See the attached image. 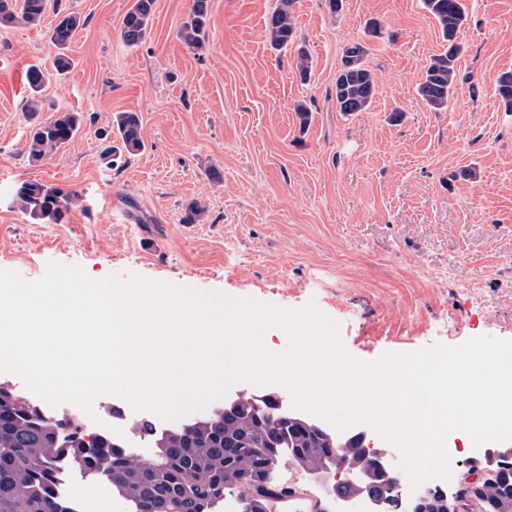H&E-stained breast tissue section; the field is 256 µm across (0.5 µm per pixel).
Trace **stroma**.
I'll return each mask as SVG.
<instances>
[{
	"label": "stroma",
	"mask_w": 512,
	"mask_h": 512,
	"mask_svg": "<svg viewBox=\"0 0 512 512\" xmlns=\"http://www.w3.org/2000/svg\"><path fill=\"white\" fill-rule=\"evenodd\" d=\"M59 2L82 20L64 80L53 14L0 26V269L33 281L53 261L94 279L137 275L287 310L312 303L364 362L512 340V112L496 92L512 69V0H465L457 82L440 112L417 93L447 47L423 0H344L336 15L325 0H293L294 40L281 51L267 32L277 0H208L199 50L179 36L193 0H155L136 47L119 33L131 0ZM372 20L378 33L366 30ZM354 41L368 48L376 86L367 110L346 114L334 82ZM300 47L313 62L305 83ZM33 65L47 76L36 118L83 117L68 147L35 164L23 109ZM126 111L139 114L145 148L109 167L97 133ZM25 181L74 191L76 203L60 223H37L13 204ZM194 200L205 211L184 223ZM111 403L88 431L172 427ZM61 489L78 512H130L110 484L68 465Z\"/></svg>",
	"instance_id": "1"
}]
</instances>
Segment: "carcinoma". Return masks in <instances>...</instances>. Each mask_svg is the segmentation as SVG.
<instances>
[{"label": "carcinoma", "instance_id": "obj_1", "mask_svg": "<svg viewBox=\"0 0 512 512\" xmlns=\"http://www.w3.org/2000/svg\"><path fill=\"white\" fill-rule=\"evenodd\" d=\"M436 19L448 49L434 56L418 86L426 105L441 111L457 80L458 29L467 21L463 0H423ZM292 0H279L269 23L271 45L288 47L293 38L290 14ZM50 0H0V24H10L21 14L27 24L39 23ZM155 0H133L123 15L120 36L125 45L143 42L154 12ZM208 19V0H193L180 35L192 47H201ZM80 17L72 12L55 13L50 39L60 50L56 70L63 74L72 66L67 48ZM368 48L359 42L343 51L335 79L336 107L341 112H362L372 102L376 79L367 67ZM497 94L512 111V69L499 74ZM82 126L78 112H58L51 121L34 125L26 134L29 159L38 162L68 146ZM101 157L110 165L118 153L135 155L145 144L142 123L135 112H118ZM75 194L40 182H23L15 190L13 203L23 215L42 224H58L74 204ZM155 448L149 460L139 458L128 444L100 433H89L78 415H50L37 402L7 382H0V512H76L60 491L62 465L79 469L92 480L108 482L131 512H213L224 494L237 496L238 512H285L299 488L282 480L285 462L309 475L336 465L375 475L382 500L379 512H416L413 500L398 494L399 477L388 480L379 473V459L366 452L360 433L328 428L285 406L276 391L246 392L224 401V407L176 429L157 430L148 421L131 425ZM495 476L485 486L488 512H512V451L500 449L493 465ZM422 489L434 491L427 512H435L438 501L460 495L466 487L449 492L428 481Z\"/></svg>", "mask_w": 512, "mask_h": 512}]
</instances>
